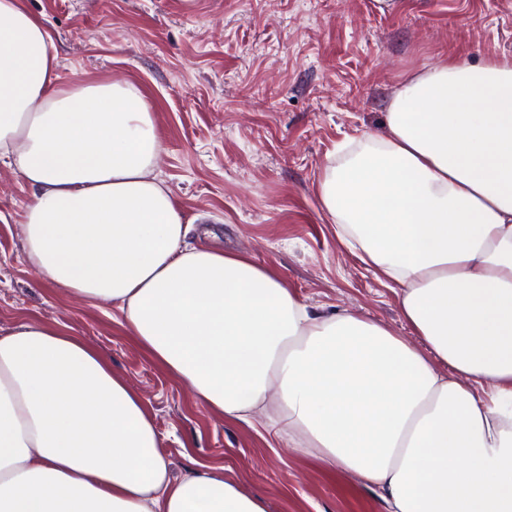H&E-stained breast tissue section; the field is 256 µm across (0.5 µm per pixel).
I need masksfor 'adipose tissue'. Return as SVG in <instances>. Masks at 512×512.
<instances>
[{
    "mask_svg": "<svg viewBox=\"0 0 512 512\" xmlns=\"http://www.w3.org/2000/svg\"><path fill=\"white\" fill-rule=\"evenodd\" d=\"M25 0H0V163L31 190L44 283L116 321L193 398L379 491L387 512H512V56L441 59L383 133L329 155L319 211L395 293L413 345L322 313L245 253L189 243L132 83L63 85ZM0 512H268L199 464L172 479L144 401L62 327L0 332Z\"/></svg>",
    "mask_w": 512,
    "mask_h": 512,
    "instance_id": "1",
    "label": "adipose tissue"
}]
</instances>
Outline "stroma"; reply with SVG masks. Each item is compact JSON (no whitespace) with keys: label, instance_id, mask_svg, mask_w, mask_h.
<instances>
[{"label":"stroma","instance_id":"1","mask_svg":"<svg viewBox=\"0 0 512 512\" xmlns=\"http://www.w3.org/2000/svg\"><path fill=\"white\" fill-rule=\"evenodd\" d=\"M58 49L62 81L112 77L136 85L161 140L156 176L197 244L248 253L307 303L408 330L393 291L320 217L317 177L345 138L383 132L410 70L443 56L512 55V0H25ZM31 198L0 166V329L34 319L63 325L103 353L143 398L171 475L197 463L265 499L270 512H384L343 471L265 429L194 402L96 308L29 268L22 213Z\"/></svg>","mask_w":512,"mask_h":512}]
</instances>
